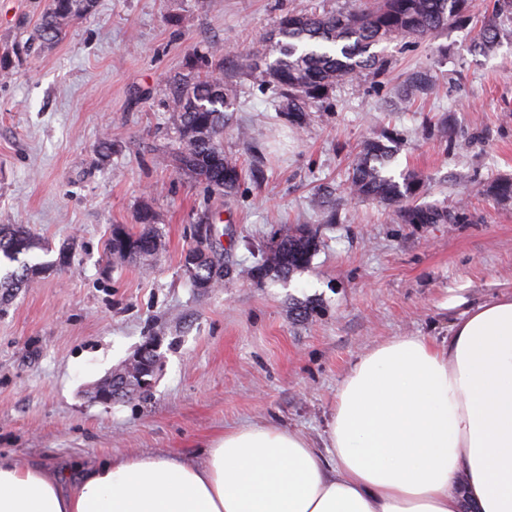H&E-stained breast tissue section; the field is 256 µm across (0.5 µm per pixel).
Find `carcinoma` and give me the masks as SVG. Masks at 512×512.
I'll return each mask as SVG.
<instances>
[{
	"instance_id": "carcinoma-1",
	"label": "carcinoma",
	"mask_w": 512,
	"mask_h": 512,
	"mask_svg": "<svg viewBox=\"0 0 512 512\" xmlns=\"http://www.w3.org/2000/svg\"><path fill=\"white\" fill-rule=\"evenodd\" d=\"M96 0H48L38 26V37L45 45L57 43L68 25L93 11ZM468 0H378L372 8L335 14H290L284 16L269 38L279 57L260 70L264 81L274 84L283 100L280 117L294 127L304 125L310 108L342 80L365 71L379 74L383 61L371 48L382 42L409 43L448 28L450 23L467 22ZM512 23V0H493L491 14L484 19L477 35L479 49L494 48L504 34V23ZM236 96L235 88L221 75H207L179 96L183 146L175 155L178 169L203 182L210 191L227 195L240 179L237 160L224 155V128L229 124L228 109ZM390 149L379 139L363 142L349 175V191L354 197L399 207L415 194L419 182L407 175L403 182L382 174ZM407 224H436L447 219L437 209L404 208ZM144 231L132 234L121 226L112 228L109 250L120 257H146L160 247L159 235L150 227L149 209L140 213ZM37 246L26 228L14 225L0 228V256L15 261L18 254ZM318 238L311 232L285 230L275 240L270 261L251 268L260 279L267 268L287 277L308 265L317 250ZM186 272L196 288H213L224 281L230 270L223 252L213 239L196 241L185 257ZM44 268L23 265L0 279V292L28 284Z\"/></svg>"
}]
</instances>
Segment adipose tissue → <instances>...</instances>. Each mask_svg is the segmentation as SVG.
Segmentation results:
<instances>
[{
    "mask_svg": "<svg viewBox=\"0 0 512 512\" xmlns=\"http://www.w3.org/2000/svg\"><path fill=\"white\" fill-rule=\"evenodd\" d=\"M512 512V293L447 340L399 336L360 355L322 441L271 424L175 456L68 473L0 457V512Z\"/></svg>",
    "mask_w": 512,
    "mask_h": 512,
    "instance_id": "obj_1",
    "label": "adipose tissue"
}]
</instances>
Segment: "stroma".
<instances>
[{
    "label": "stroma",
    "instance_id": "35a3bbf8",
    "mask_svg": "<svg viewBox=\"0 0 512 512\" xmlns=\"http://www.w3.org/2000/svg\"><path fill=\"white\" fill-rule=\"evenodd\" d=\"M45 4L0 0V50L29 48L0 71V226L40 242L0 270L46 267L0 301L1 456L50 471L135 455L200 462L209 439L252 423L317 440L359 354L396 336L446 338L463 302L512 292V200L487 191L512 180V36L474 47L490 0H472L469 25L376 45L384 73L339 83L300 128L246 58L284 15L366 0H96L44 47ZM219 62L237 89L224 152L242 179L228 195L165 159L182 145L176 96ZM417 70L433 91L404 98ZM369 137L391 150L385 175L418 176L414 204L448 220L407 224L349 195ZM326 205L337 223H324ZM145 208L157 255L110 254L113 226L140 233ZM207 215L222 219L234 272L201 290L184 259ZM299 227L320 240L309 265L253 279L272 238ZM149 336L161 363L146 398L95 399Z\"/></svg>",
    "mask_w": 512,
    "mask_h": 512
}]
</instances>
